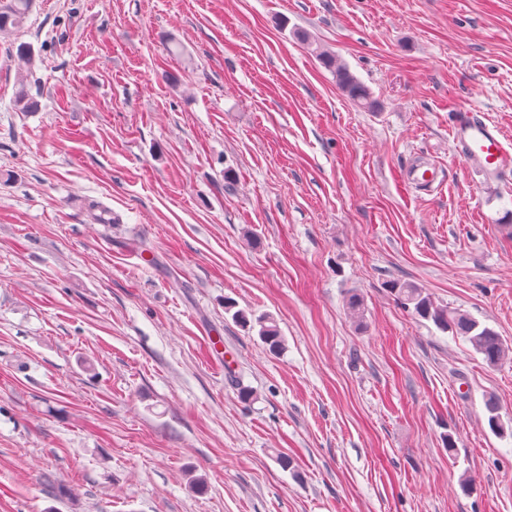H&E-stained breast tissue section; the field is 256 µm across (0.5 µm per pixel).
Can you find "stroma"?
<instances>
[{
  "instance_id": "obj_1",
  "label": "stroma",
  "mask_w": 512,
  "mask_h": 512,
  "mask_svg": "<svg viewBox=\"0 0 512 512\" xmlns=\"http://www.w3.org/2000/svg\"><path fill=\"white\" fill-rule=\"evenodd\" d=\"M462 108L512 143V0H36L0 36V512H512V361L385 288L512 344V171L457 158ZM317 56L325 67L334 70L336 73V82L342 93L350 102L364 109H373L376 107L377 102L373 98L370 90L353 76L347 67L338 64L333 54L321 51ZM387 288L397 302L418 318L433 322L444 332L451 331L453 335L462 337L487 366L495 367L508 359L512 348L505 345L493 328L480 326L467 314L438 305L429 293L412 283L393 280L389 281ZM243 310H237L233 314V318L236 322L240 323L243 327L254 329L255 325L259 326V337L263 343H265L273 351H279L284 345V338L281 331L275 321L270 315L255 316Z\"/></svg>"
}]
</instances>
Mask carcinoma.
Here are the masks:
<instances>
[{"mask_svg":"<svg viewBox=\"0 0 512 512\" xmlns=\"http://www.w3.org/2000/svg\"><path fill=\"white\" fill-rule=\"evenodd\" d=\"M32 5L33 0H0V35L9 36L18 31L24 25ZM318 57L325 67L334 70L336 82L350 102L364 109L376 107L377 102L370 90L353 76L347 67L338 64L333 54L321 51ZM387 288L397 302L411 310L418 318L433 322L444 332L449 331L455 336L462 337L482 357L487 366L495 367L503 363L512 352L493 328L480 325L465 313L438 305L424 289L399 280L389 282ZM233 318L249 329L259 327V337L270 349H282L284 338L272 316L265 314L250 317L247 312L237 310Z\"/></svg>","mask_w":512,"mask_h":512,"instance_id":"obj_1","label":"carcinoma"}]
</instances>
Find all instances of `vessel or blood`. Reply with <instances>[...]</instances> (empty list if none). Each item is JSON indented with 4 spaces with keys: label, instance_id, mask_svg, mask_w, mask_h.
Masks as SVG:
<instances>
[{
    "label": "vessel or blood",
    "instance_id": "obj_1",
    "mask_svg": "<svg viewBox=\"0 0 512 512\" xmlns=\"http://www.w3.org/2000/svg\"><path fill=\"white\" fill-rule=\"evenodd\" d=\"M454 152L467 165L491 178L512 169L508 150L498 128L469 113H462L452 130Z\"/></svg>",
    "mask_w": 512,
    "mask_h": 512
}]
</instances>
